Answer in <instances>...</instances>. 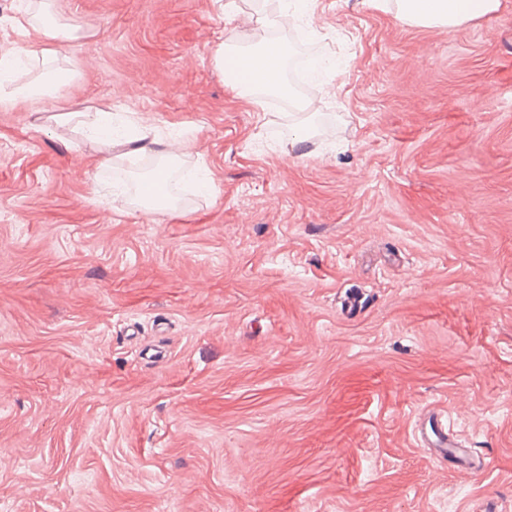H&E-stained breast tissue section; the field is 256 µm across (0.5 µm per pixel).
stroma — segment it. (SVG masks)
<instances>
[{"mask_svg":"<svg viewBox=\"0 0 512 512\" xmlns=\"http://www.w3.org/2000/svg\"><path fill=\"white\" fill-rule=\"evenodd\" d=\"M69 86L0 105V512H512V0L410 25L312 0L354 45L296 116L214 61L216 0H61ZM112 109L206 188L145 208L75 124ZM304 131L293 144V131ZM449 411L486 462L415 438Z\"/></svg>","mask_w":512,"mask_h":512,"instance_id":"35a3bbf8","label":"stroma"}]
</instances>
